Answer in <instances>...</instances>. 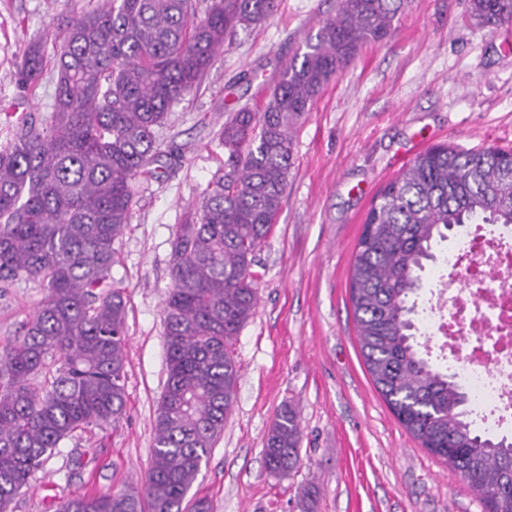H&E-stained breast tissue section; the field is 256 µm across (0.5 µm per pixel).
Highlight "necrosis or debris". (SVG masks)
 I'll use <instances>...</instances> for the list:
<instances>
[{"instance_id":"obj_1","label":"necrosis or debris","mask_w":512,"mask_h":512,"mask_svg":"<svg viewBox=\"0 0 512 512\" xmlns=\"http://www.w3.org/2000/svg\"><path fill=\"white\" fill-rule=\"evenodd\" d=\"M444 263L455 274V294L438 289L426 321L447 320L455 341V373L472 395L485 429L502 428L512 419V280L499 281V271H512V229L505 225L463 229L459 246Z\"/></svg>"}]
</instances>
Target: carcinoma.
Returning <instances> with one entry per match:
<instances>
[{
    "label": "carcinoma",
    "instance_id": "carcinoma-1",
    "mask_svg": "<svg viewBox=\"0 0 512 512\" xmlns=\"http://www.w3.org/2000/svg\"><path fill=\"white\" fill-rule=\"evenodd\" d=\"M405 0H338L336 13L283 66L262 109L220 128L224 176L197 220L177 225L163 305L167 379L141 485L62 502L57 512H184L202 463L224 432L237 384L230 347L257 300L256 253L273 233L294 164L293 131L361 47L392 37ZM277 0H105L64 20L50 119L26 118L0 150V286L46 290L24 334L0 354V512L58 444L119 420L125 407L126 302L112 279L116 240L136 183L160 178L156 130L198 88L237 28L263 23ZM482 25L512 23V0H471ZM37 42L17 65L25 89L45 68ZM512 153L419 154L368 210L349 271L363 364L394 417L476 492L486 512H512V442L479 434L467 394L413 344V296L434 242L465 224H512ZM290 406L266 435L268 471L299 463Z\"/></svg>",
    "mask_w": 512,
    "mask_h": 512
}]
</instances>
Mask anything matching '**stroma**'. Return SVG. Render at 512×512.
I'll return each mask as SVG.
<instances>
[{
    "instance_id": "35a3bbf8",
    "label": "stroma",
    "mask_w": 512,
    "mask_h": 512,
    "mask_svg": "<svg viewBox=\"0 0 512 512\" xmlns=\"http://www.w3.org/2000/svg\"><path fill=\"white\" fill-rule=\"evenodd\" d=\"M100 0H0V149L22 117L43 122L56 89L46 68L36 91L15 70L32 40L54 59L66 17ZM336 11V0H279L258 26L238 28L201 85L157 131L164 175L142 185L115 247L125 290L127 404L117 424L64 439L13 502V512H56L90 490L143 481L166 381L162 305L171 286L177 224L199 211L224 172L218 132L230 110L260 109L282 66ZM512 150V25H479L469 0H409L393 36L364 45L333 78L294 134V165L274 232L257 253V304L231 351L236 400L189 491L212 512H484L448 464L399 424L362 363L349 269L380 190L426 149ZM43 289H0V346L17 336ZM301 424L300 463L275 476L265 436L282 405Z\"/></svg>"
}]
</instances>
